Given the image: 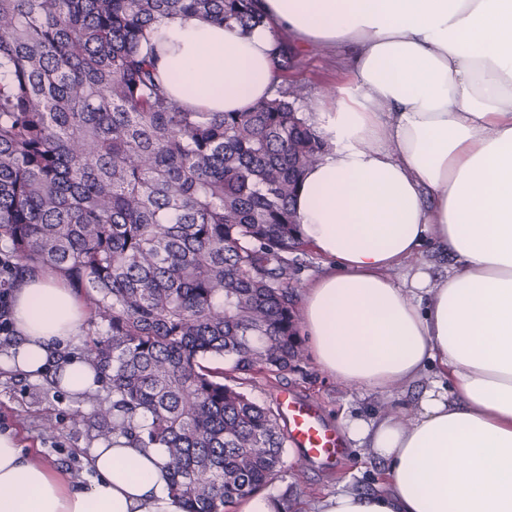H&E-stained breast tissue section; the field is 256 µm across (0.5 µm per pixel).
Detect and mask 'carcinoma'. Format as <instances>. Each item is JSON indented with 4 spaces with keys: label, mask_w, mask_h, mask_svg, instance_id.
<instances>
[{
    "label": "carcinoma",
    "mask_w": 512,
    "mask_h": 512,
    "mask_svg": "<svg viewBox=\"0 0 512 512\" xmlns=\"http://www.w3.org/2000/svg\"><path fill=\"white\" fill-rule=\"evenodd\" d=\"M258 2L0 0L11 283L54 269L107 324L86 358L112 393L103 436L161 449L184 512H227L284 466L278 417L231 381L302 356L291 199L325 141L280 90L250 112L179 105L151 33L174 17L248 31Z\"/></svg>",
    "instance_id": "1"
}]
</instances>
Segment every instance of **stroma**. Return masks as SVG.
Instances as JSON below:
<instances>
[{
    "label": "stroma",
    "instance_id": "35a3bbf8",
    "mask_svg": "<svg viewBox=\"0 0 512 512\" xmlns=\"http://www.w3.org/2000/svg\"><path fill=\"white\" fill-rule=\"evenodd\" d=\"M277 39L294 57L293 65L281 73L279 88L298 96L305 116L331 100L330 92L349 76L348 63L353 46L337 49L295 46L287 31H279ZM303 359L297 369L280 373H257L243 377L238 387L257 403L273 408L281 392L317 406L324 422L337 428L346 417L370 418L377 414L398 412L412 396L411 391L397 390L379 396L341 383L316 364L309 340H302ZM54 368H47L39 377L21 370L0 367V429L15 432L24 450L67 474L73 482L83 480V455L98 439L101 421L96 411L110 398L107 388H100L84 398H74L58 387ZM81 412L82 423H74L72 415ZM57 423L55 433H45V419ZM344 455L331 462L310 459L302 449L288 447L284 468L269 490L279 496L283 512H301L311 504L333 493L340 480L350 488L370 492L380 486L383 466L366 449L346 442Z\"/></svg>",
    "mask_w": 512,
    "mask_h": 512
}]
</instances>
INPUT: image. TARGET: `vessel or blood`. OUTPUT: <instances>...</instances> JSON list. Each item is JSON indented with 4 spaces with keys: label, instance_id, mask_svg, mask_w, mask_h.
<instances>
[{
    "label": "vessel or blood",
    "instance_id": "b4317fda",
    "mask_svg": "<svg viewBox=\"0 0 512 512\" xmlns=\"http://www.w3.org/2000/svg\"><path fill=\"white\" fill-rule=\"evenodd\" d=\"M278 408L288 425L291 443L308 457L330 458L343 453L341 436L324 423L317 409L288 392L280 394Z\"/></svg>",
    "mask_w": 512,
    "mask_h": 512
}]
</instances>
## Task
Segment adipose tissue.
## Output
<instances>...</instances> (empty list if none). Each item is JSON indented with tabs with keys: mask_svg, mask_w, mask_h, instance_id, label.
<instances>
[{
	"mask_svg": "<svg viewBox=\"0 0 512 512\" xmlns=\"http://www.w3.org/2000/svg\"><path fill=\"white\" fill-rule=\"evenodd\" d=\"M241 33L195 17L155 26L180 105L248 112L277 78L274 33L358 51L313 124L326 142L292 200L297 235L323 259L300 324L318 365L369 394L422 382L396 414L343 421L384 461L379 491L338 486L311 512H512V0H262ZM445 273L410 268L426 244ZM404 270L395 280L393 270ZM86 308L54 273L12 291L19 342L0 364H57L80 397L101 382L59 358ZM73 485L0 431V512H183L156 448L107 439Z\"/></svg>",
	"mask_w": 512,
	"mask_h": 512,
	"instance_id": "adipose-tissue-1",
	"label": "adipose tissue"
}]
</instances>
